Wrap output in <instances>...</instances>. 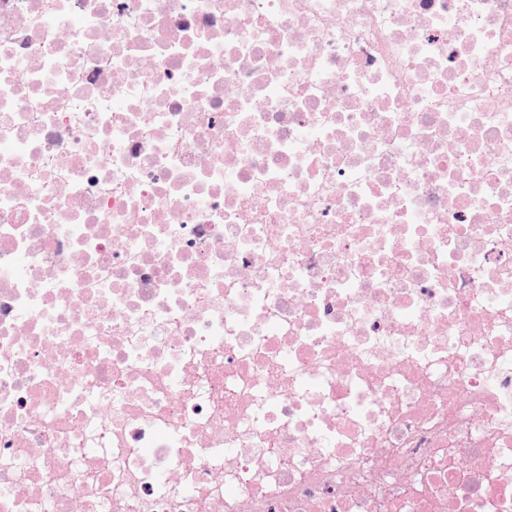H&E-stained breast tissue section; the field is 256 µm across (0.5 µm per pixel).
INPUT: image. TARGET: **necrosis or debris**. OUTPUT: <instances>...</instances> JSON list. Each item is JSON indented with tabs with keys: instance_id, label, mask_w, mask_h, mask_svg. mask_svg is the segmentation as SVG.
Masks as SVG:
<instances>
[{
	"instance_id": "obj_1",
	"label": "necrosis or debris",
	"mask_w": 512,
	"mask_h": 512,
	"mask_svg": "<svg viewBox=\"0 0 512 512\" xmlns=\"http://www.w3.org/2000/svg\"><path fill=\"white\" fill-rule=\"evenodd\" d=\"M0 512H512V0H0Z\"/></svg>"
}]
</instances>
